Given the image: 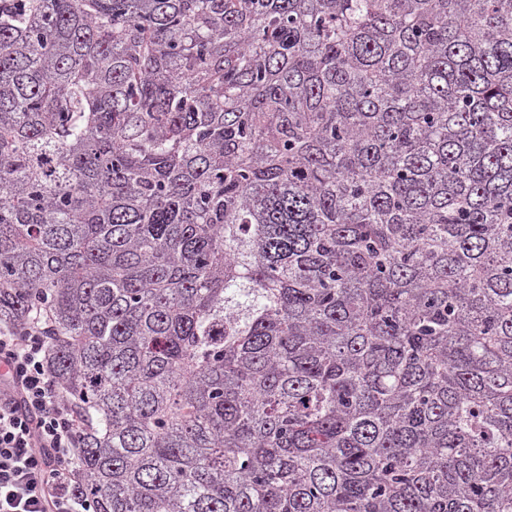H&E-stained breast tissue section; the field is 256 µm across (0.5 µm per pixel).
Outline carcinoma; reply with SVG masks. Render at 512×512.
<instances>
[{
	"label": "carcinoma",
	"mask_w": 512,
	"mask_h": 512,
	"mask_svg": "<svg viewBox=\"0 0 512 512\" xmlns=\"http://www.w3.org/2000/svg\"><path fill=\"white\" fill-rule=\"evenodd\" d=\"M94 512H512V0H0V327Z\"/></svg>",
	"instance_id": "cac0c4a2"
}]
</instances>
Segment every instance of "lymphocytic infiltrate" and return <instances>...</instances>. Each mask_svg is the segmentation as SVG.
Listing matches in <instances>:
<instances>
[{"mask_svg": "<svg viewBox=\"0 0 512 512\" xmlns=\"http://www.w3.org/2000/svg\"><path fill=\"white\" fill-rule=\"evenodd\" d=\"M39 324L0 329V512H92L71 488L80 421L50 378Z\"/></svg>", "mask_w": 512, "mask_h": 512, "instance_id": "f902f5d3", "label": "lymphocytic infiltrate"}]
</instances>
